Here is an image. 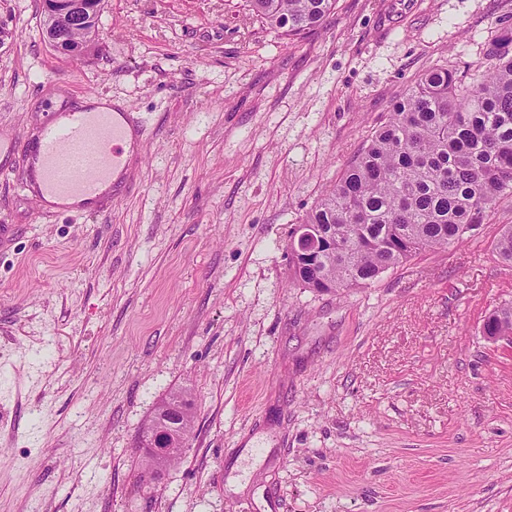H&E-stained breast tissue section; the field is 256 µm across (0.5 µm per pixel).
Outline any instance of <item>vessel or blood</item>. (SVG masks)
Returning <instances> with one entry per match:
<instances>
[{
  "instance_id": "1",
  "label": "vessel or blood",
  "mask_w": 512,
  "mask_h": 512,
  "mask_svg": "<svg viewBox=\"0 0 512 512\" xmlns=\"http://www.w3.org/2000/svg\"><path fill=\"white\" fill-rule=\"evenodd\" d=\"M142 137L125 112L73 109L48 113L26 139L25 189L40 217L101 213L127 188L129 153Z\"/></svg>"
}]
</instances>
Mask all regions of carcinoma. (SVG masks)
<instances>
[{
	"label": "carcinoma",
	"mask_w": 512,
	"mask_h": 512,
	"mask_svg": "<svg viewBox=\"0 0 512 512\" xmlns=\"http://www.w3.org/2000/svg\"><path fill=\"white\" fill-rule=\"evenodd\" d=\"M337 0H250L253 13L288 39L321 26ZM512 197V30L502 28L476 72L432 68L400 99L359 155L302 220L336 238L311 264L288 260L291 279L318 292L366 288L415 256L445 249ZM495 250L512 264V225ZM482 335L512 336V304L495 308ZM189 434L184 391L162 398L155 427Z\"/></svg>",
	"instance_id": "cac0c4a2"
}]
</instances>
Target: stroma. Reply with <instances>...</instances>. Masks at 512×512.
<instances>
[{
	"mask_svg": "<svg viewBox=\"0 0 512 512\" xmlns=\"http://www.w3.org/2000/svg\"><path fill=\"white\" fill-rule=\"evenodd\" d=\"M0 0V136L88 93L145 128L132 185L38 221L0 167V512H512V304L475 235L365 288L291 284L288 241L426 70L473 68L512 0H337L288 41L248 0H103L81 59ZM183 389L179 465L144 479L157 402ZM483 336L489 341L512 343V304L495 308L484 320Z\"/></svg>",
	"mask_w": 512,
	"mask_h": 512,
	"instance_id": "obj_1",
	"label": "stroma"
}]
</instances>
